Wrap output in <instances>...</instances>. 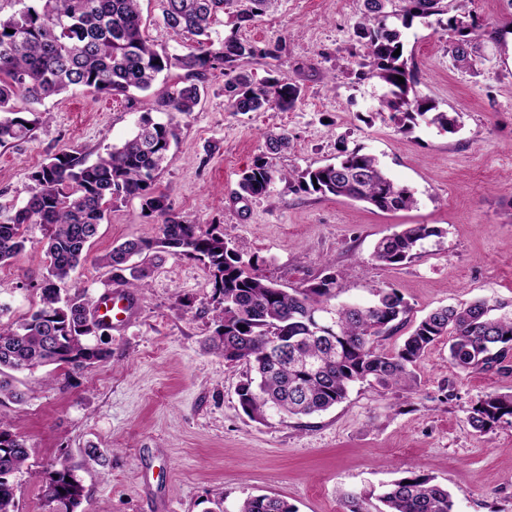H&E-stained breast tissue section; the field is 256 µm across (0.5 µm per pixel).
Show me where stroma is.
I'll list each match as a JSON object with an SVG mask.
<instances>
[{
	"instance_id": "35a3bbf8",
	"label": "stroma",
	"mask_w": 512,
	"mask_h": 512,
	"mask_svg": "<svg viewBox=\"0 0 512 512\" xmlns=\"http://www.w3.org/2000/svg\"><path fill=\"white\" fill-rule=\"evenodd\" d=\"M487 29L471 67L452 59L457 32L435 18L402 29L414 66L415 91L457 118L454 131L418 122L401 129L379 110L381 84L362 77L364 48L355 28L363 0H278L254 24L234 29L219 14L216 37L278 47L277 59L246 68L258 79L278 71L301 88L287 111L232 114L224 108V76L210 75L194 112L179 116L173 158L154 188L173 212L209 228L219 225L243 259L285 288H300L341 270L339 301L370 302L375 287H393L408 303L409 322L430 311L477 299L512 304V0H463ZM156 95L133 100L78 89L38 104L42 121L30 139L0 147V210L20 207L30 175L52 155L81 153L95 161L154 112ZM287 132L278 168H315L340 148L378 158L411 188L415 208L383 212L343 197L275 182L267 196H237L242 171L265 150L269 131ZM161 217L145 216L139 199L112 204L68 292L91 297L116 289L95 256L130 239L158 236ZM405 224L439 227L405 265L371 259L375 244ZM27 248L0 267L5 319L25 317L40 301L44 230L29 225ZM148 286L136 291L131 324L97 342L105 359L87 369L38 368L19 374L36 390L8 404L6 419L33 453L13 478L18 512H43L42 479L56 463L74 468L86 497L80 512H213L250 495L288 501L296 512H343V493L362 495L377 512L385 485L414 472L448 489L456 512H512V426L485 435L468 423L489 392H511L512 375L464 374L440 339L421 358L407 389L354 386L347 399L309 418L251 420L236 387L247 367L214 354V288L203 262L161 252L150 261ZM104 452L98 463L90 449Z\"/></svg>"
}]
</instances>
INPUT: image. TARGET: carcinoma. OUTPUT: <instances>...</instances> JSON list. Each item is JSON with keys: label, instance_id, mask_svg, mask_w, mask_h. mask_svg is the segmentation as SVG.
<instances>
[{"label": "carcinoma", "instance_id": "cac0c4a2", "mask_svg": "<svg viewBox=\"0 0 512 512\" xmlns=\"http://www.w3.org/2000/svg\"><path fill=\"white\" fill-rule=\"evenodd\" d=\"M15 12L0 17V147L29 137L38 119L20 116L17 100L31 103L62 93L89 88L109 96L131 98L145 92L172 68L184 71L183 85L159 92L155 119L141 116L133 136L92 163L76 152L53 155L31 173L29 196L23 206L0 214V265L25 251V228L41 224L47 230L46 275L35 285L40 304L26 318L0 321V406L19 402L8 372H25L57 365L86 369L106 356L89 344L95 332L88 326L93 301L84 291L61 295L60 284L88 260L87 246L96 237L106 212L117 200L138 198L142 209L162 217L159 237L127 240L95 258L110 268L113 278L139 290L147 285L148 266L130 264L134 256L172 251L203 262L213 277L216 335L214 352L230 363L248 366L237 388L243 411L253 419H302L327 411L347 399L359 383L383 389L409 387L426 350L448 337L451 365L462 373L512 374V314L496 315L502 303L474 301L463 307L437 308L422 317L394 352L377 348L381 338L407 324L409 307L395 288H374L366 304L335 303L338 273L331 272L302 288L286 290L259 272L252 261L230 248L224 232H203L172 212L166 197L154 189L155 174L171 161L179 137L175 114L194 111L209 76L224 70V96L230 112L291 109L301 89L283 74L261 81L244 64L256 57H274L237 37V29L263 16L277 0H164V26L176 35L199 37L181 53L157 49L142 32L141 0H13ZM364 0L357 25L363 39V76L385 88L380 111L405 127L417 118L451 132L454 116L437 111L414 90V71L404 55L398 26L413 18L437 17L460 39L450 49L453 60L470 63L473 41L482 25L464 12L446 20L443 0ZM235 6L236 31L212 39L215 17L224 6ZM13 33H8V30ZM404 83H398V78ZM288 148V134L269 132L265 152L244 170L238 196L259 198L277 180L297 183L303 191L365 202L380 211L417 205L414 192L390 178L378 159L359 149L342 148L336 161L314 169L284 172L273 164ZM441 230L429 224H409L382 238L372 259L385 267L399 266L416 255L418 247ZM282 342L271 353V339ZM470 426L484 435L501 423L512 424V392L488 393L468 415ZM31 448L13 433L0 415V512H17L13 477L22 471ZM44 512H77L84 486L65 464L52 466L42 483ZM379 512H454L447 489L415 473L401 477L379 496ZM234 512H296L287 501L269 495L244 499Z\"/></svg>", "mask_w": 512, "mask_h": 512}]
</instances>
